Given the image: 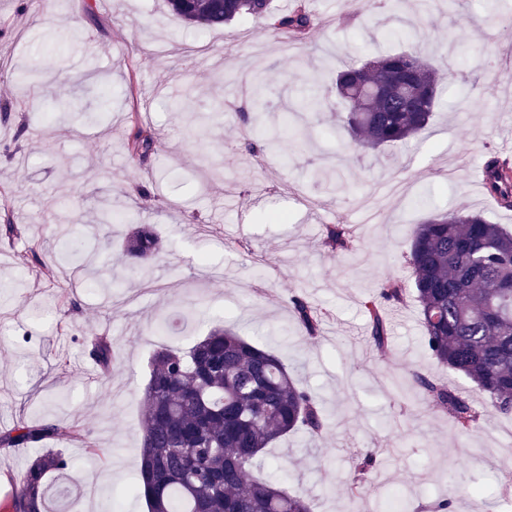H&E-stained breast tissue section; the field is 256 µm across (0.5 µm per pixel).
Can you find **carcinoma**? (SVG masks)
I'll return each mask as SVG.
<instances>
[{
    "mask_svg": "<svg viewBox=\"0 0 512 512\" xmlns=\"http://www.w3.org/2000/svg\"><path fill=\"white\" fill-rule=\"evenodd\" d=\"M167 5L199 30L260 17L274 35L301 43L313 27L306 0H296L286 12L275 9L272 0H167ZM335 86L344 131L355 148L373 149L406 144L423 133L439 103L440 77L416 51L404 50L349 66L337 74ZM298 109L317 114L324 100L308 93ZM156 143L154 133L134 122L126 139L130 157L146 159ZM484 174L488 192L511 209L512 162L491 157ZM323 245L336 253L351 250V230L329 226ZM124 247L148 264L159 242L139 228ZM408 262L430 356L468 378L489 407L511 412L512 231L479 214L439 212L416 226ZM404 298L400 281L388 277L366 306L370 338L381 354L390 340L386 308ZM291 303L307 334L316 336L325 312L300 296H292ZM87 347L101 370L109 371L115 359L111 340L92 336ZM414 381L434 406L452 415L460 432L477 427L480 412L454 388L423 374ZM325 423L319 397L300 386L274 353L217 325L186 351L163 347L153 356L133 493L144 499L148 512H312L305 497L268 474L251 477L249 470L261 465L275 442L291 433H316ZM60 434L86 444L89 455L100 453L80 425L45 419L0 433V449L37 448ZM372 464L371 455L358 464L353 490L364 487ZM68 469L58 453L33 457L19 474L14 512H50L48 477Z\"/></svg>",
    "mask_w": 512,
    "mask_h": 512,
    "instance_id": "cac0c4a2",
    "label": "carcinoma"
}]
</instances>
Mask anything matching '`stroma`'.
Wrapping results in <instances>:
<instances>
[{
  "instance_id": "stroma-1",
  "label": "stroma",
  "mask_w": 512,
  "mask_h": 512,
  "mask_svg": "<svg viewBox=\"0 0 512 512\" xmlns=\"http://www.w3.org/2000/svg\"><path fill=\"white\" fill-rule=\"evenodd\" d=\"M309 8L312 39L294 45L257 17L196 31L165 0H0V86L12 91L0 110V188L25 229L21 245L0 235V432L55 418L83 425L101 450L52 441L72 462L51 481L52 512H147L131 488L151 357L163 345L187 349L220 322L296 369L322 401L323 431L277 443L264 467L313 512L353 502L384 512L396 491L408 512L446 498L454 512H512L501 495L512 485V417L431 358L414 300L388 309L403 323L383 355L365 314L380 280L410 282L411 235L427 215L459 208L512 229V209L473 184L490 154L512 158V10L485 0L453 11L442 0L427 12L416 0L368 14L348 0ZM410 46L434 69L464 73L443 87L422 139L358 150L327 112L308 125L306 147L282 134L288 91L315 84L335 100L345 65ZM32 65L31 83L12 84ZM247 74L266 83L262 130L278 135L276 156L247 149ZM52 100L74 109L44 122L37 106ZM135 115L158 137L145 162L124 147ZM107 208L135 225L102 229ZM330 224L349 225L354 251L325 249ZM136 225L160 241L147 278L122 250ZM228 239L247 251H227ZM25 244L54 279L16 264ZM295 295L325 310L317 337L298 324ZM94 335L114 345L111 373L85 372ZM417 373L465 396L481 413L476 430L459 433ZM368 452L369 481L349 495Z\"/></svg>"
}]
</instances>
